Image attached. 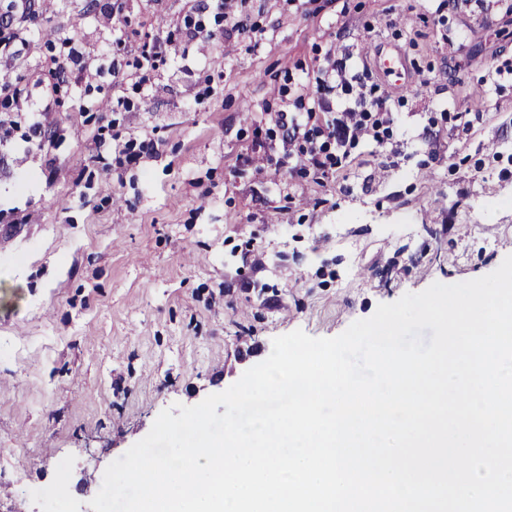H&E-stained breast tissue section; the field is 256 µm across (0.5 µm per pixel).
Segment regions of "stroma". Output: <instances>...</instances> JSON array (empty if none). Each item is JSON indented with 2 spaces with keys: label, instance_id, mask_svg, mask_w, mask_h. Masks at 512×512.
<instances>
[{
  "label": "stroma",
  "instance_id": "1",
  "mask_svg": "<svg viewBox=\"0 0 512 512\" xmlns=\"http://www.w3.org/2000/svg\"><path fill=\"white\" fill-rule=\"evenodd\" d=\"M114 1L36 0L0 54V512H86L162 410L275 337L512 255V0H118V24ZM240 11L260 39L225 28ZM340 66L396 120L325 178L277 115Z\"/></svg>",
  "mask_w": 512,
  "mask_h": 512
}]
</instances>
